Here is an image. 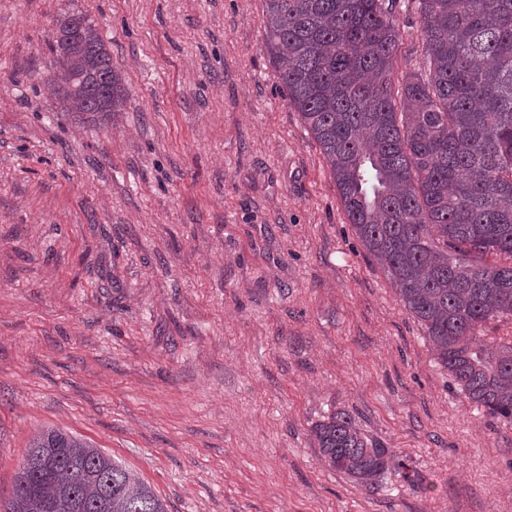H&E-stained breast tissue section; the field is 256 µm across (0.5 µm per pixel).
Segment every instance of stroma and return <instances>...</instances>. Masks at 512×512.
I'll return each instance as SVG.
<instances>
[{
	"instance_id": "obj_1",
	"label": "stroma",
	"mask_w": 512,
	"mask_h": 512,
	"mask_svg": "<svg viewBox=\"0 0 512 512\" xmlns=\"http://www.w3.org/2000/svg\"><path fill=\"white\" fill-rule=\"evenodd\" d=\"M263 0H0V496L54 427L167 512H512V425L468 402L367 253L270 60ZM86 14L124 111L66 112ZM396 77L424 67L413 0ZM348 411L395 453L325 461ZM313 433L328 465L369 489L379 486L393 461L389 449L369 440L345 410L317 423Z\"/></svg>"
}]
</instances>
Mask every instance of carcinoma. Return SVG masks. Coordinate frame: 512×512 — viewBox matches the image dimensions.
I'll list each match as a JSON object with an SVG mask.
<instances>
[{"mask_svg": "<svg viewBox=\"0 0 512 512\" xmlns=\"http://www.w3.org/2000/svg\"><path fill=\"white\" fill-rule=\"evenodd\" d=\"M266 49L330 167L347 220L469 402L512 424V0H414L425 67L394 83L396 0H263ZM66 112H120L121 71L87 15L59 22ZM508 259L502 263L499 258ZM328 465L370 489L393 454L339 410L313 427ZM0 512H166L132 471L46 428ZM484 339L486 342L509 343L512 340V319L504 317L491 321L484 329Z\"/></svg>", "mask_w": 512, "mask_h": 512, "instance_id": "cac0c4a2", "label": "carcinoma"}]
</instances>
